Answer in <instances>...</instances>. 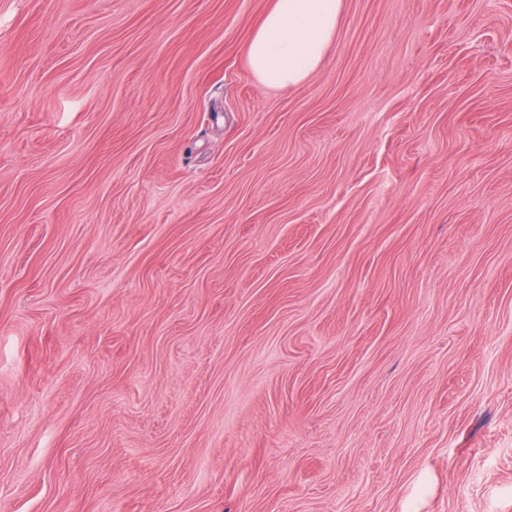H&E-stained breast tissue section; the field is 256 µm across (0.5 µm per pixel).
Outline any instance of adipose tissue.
<instances>
[{
    "label": "adipose tissue",
    "mask_w": 512,
    "mask_h": 512,
    "mask_svg": "<svg viewBox=\"0 0 512 512\" xmlns=\"http://www.w3.org/2000/svg\"><path fill=\"white\" fill-rule=\"evenodd\" d=\"M343 0H273L248 46L249 66L266 86L306 80L331 43Z\"/></svg>",
    "instance_id": "1"
}]
</instances>
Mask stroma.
I'll return each mask as SVG.
<instances>
[{"mask_svg":"<svg viewBox=\"0 0 512 512\" xmlns=\"http://www.w3.org/2000/svg\"><path fill=\"white\" fill-rule=\"evenodd\" d=\"M0 0V512H512V0ZM343 0H273L248 46L249 66L266 86L306 80L331 43Z\"/></svg>","mask_w":512,"mask_h":512,"instance_id":"1","label":"stroma"}]
</instances>
